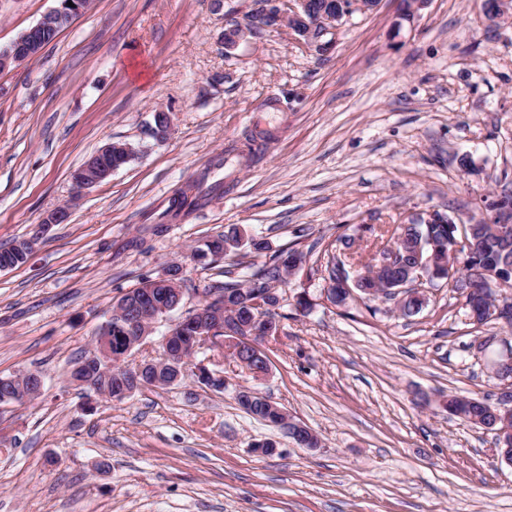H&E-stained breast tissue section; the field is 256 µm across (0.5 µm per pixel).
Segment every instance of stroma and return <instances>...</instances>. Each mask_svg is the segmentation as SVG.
<instances>
[{
    "mask_svg": "<svg viewBox=\"0 0 512 512\" xmlns=\"http://www.w3.org/2000/svg\"><path fill=\"white\" fill-rule=\"evenodd\" d=\"M90 0L33 60L0 72V247L61 207L28 260L0 270V375L38 370L42 395L0 406V512H512L493 432L449 416L448 393L506 406L486 368L512 327L470 323L446 284L404 318L394 303L324 298L326 265L371 262L376 229L447 212L490 218L512 176V21L482 0L354 12L324 48L288 29L221 36L260 0ZM59 0H0V47ZM172 130L155 141V110ZM135 158L92 188L73 172L106 144ZM199 186L197 207L177 209ZM237 224L267 251L201 266L198 241ZM307 252L282 290L261 381L225 358V391L193 379L87 407L68 380L117 297L184 266L185 307L270 253ZM316 302L306 314L295 297ZM500 341L481 353L486 334ZM255 387L315 432L302 448L248 415ZM270 441L272 454L256 452Z\"/></svg>",
    "mask_w": 512,
    "mask_h": 512,
    "instance_id": "obj_1",
    "label": "stroma"
}]
</instances>
